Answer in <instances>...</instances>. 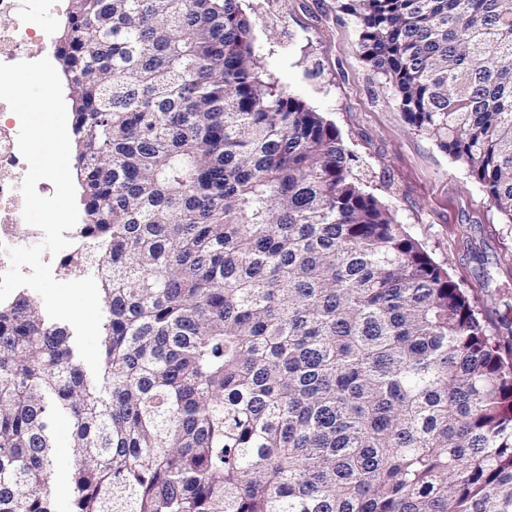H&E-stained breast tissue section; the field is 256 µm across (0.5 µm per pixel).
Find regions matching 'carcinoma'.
<instances>
[{
    "label": "carcinoma",
    "instance_id": "cac0c4a2",
    "mask_svg": "<svg viewBox=\"0 0 512 512\" xmlns=\"http://www.w3.org/2000/svg\"><path fill=\"white\" fill-rule=\"evenodd\" d=\"M415 129L512 223V0H341ZM99 378L0 306V512H512V340L270 74L240 0H70L56 38ZM54 432L57 438V467L50 479V487L57 501L58 512H68L74 467L69 421L65 417L58 418L54 423Z\"/></svg>",
    "mask_w": 512,
    "mask_h": 512
}]
</instances>
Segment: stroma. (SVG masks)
Segmentation results:
<instances>
[{"instance_id":"obj_1","label":"stroma","mask_w":512,"mask_h":512,"mask_svg":"<svg viewBox=\"0 0 512 512\" xmlns=\"http://www.w3.org/2000/svg\"><path fill=\"white\" fill-rule=\"evenodd\" d=\"M264 67L339 130L362 164L366 189L388 204L412 237L468 297L489 333L512 337V222L482 186L411 127L395 91L365 64L339 0H242ZM50 479L69 512L74 456L70 424L54 423Z\"/></svg>"}]
</instances>
